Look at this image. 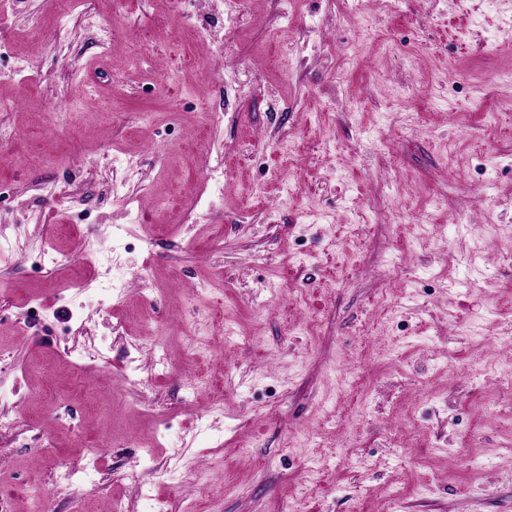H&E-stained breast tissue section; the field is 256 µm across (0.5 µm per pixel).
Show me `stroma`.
<instances>
[{"instance_id": "1", "label": "stroma", "mask_w": 512, "mask_h": 512, "mask_svg": "<svg viewBox=\"0 0 512 512\" xmlns=\"http://www.w3.org/2000/svg\"><path fill=\"white\" fill-rule=\"evenodd\" d=\"M56 11L0 0V512H512V0Z\"/></svg>"}]
</instances>
